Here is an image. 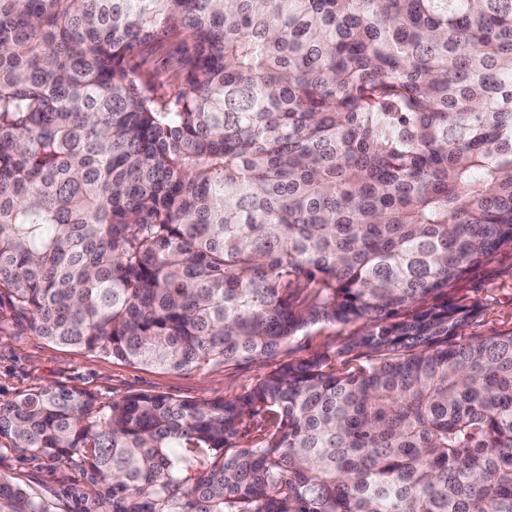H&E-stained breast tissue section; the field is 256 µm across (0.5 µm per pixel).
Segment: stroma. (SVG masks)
<instances>
[{"label":"stroma","instance_id":"obj_1","mask_svg":"<svg viewBox=\"0 0 512 512\" xmlns=\"http://www.w3.org/2000/svg\"><path fill=\"white\" fill-rule=\"evenodd\" d=\"M178 58L177 46L164 42L148 51L139 66L155 81L170 84L181 76ZM450 297L480 309L467 324L465 337L477 340L512 331V252H503L473 270L451 290ZM359 329L356 323L320 322L288 341L264 365L240 362L174 371L64 347L37 336L26 321L13 320L0 329V403L45 386L84 389L104 403L140 392L195 401L232 398L276 367L322 354L333 356L334 369H345L349 357L341 349ZM0 476L42 500L49 512H112L111 500L73 464L4 450Z\"/></svg>","mask_w":512,"mask_h":512}]
</instances>
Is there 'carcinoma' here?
<instances>
[{
	"mask_svg": "<svg viewBox=\"0 0 512 512\" xmlns=\"http://www.w3.org/2000/svg\"><path fill=\"white\" fill-rule=\"evenodd\" d=\"M503 250L512 0H0V308L171 370L365 326L232 399L0 403L112 512H512V331L448 302ZM0 512L49 510L0 476ZM178 58V47L170 42H162L148 51L138 64L140 69L150 74L156 82L167 85L177 82L181 76Z\"/></svg>",
	"mask_w": 512,
	"mask_h": 512,
	"instance_id": "carcinoma-1",
	"label": "carcinoma"
}]
</instances>
